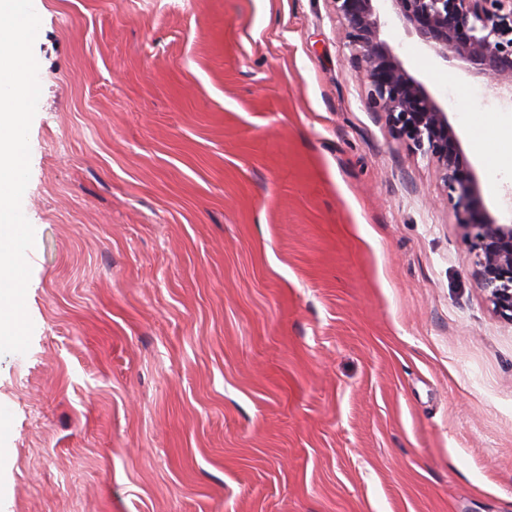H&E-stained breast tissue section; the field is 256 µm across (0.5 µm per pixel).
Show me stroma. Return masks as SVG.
I'll use <instances>...</instances> for the list:
<instances>
[{
  "label": "stroma",
  "mask_w": 512,
  "mask_h": 512,
  "mask_svg": "<svg viewBox=\"0 0 512 512\" xmlns=\"http://www.w3.org/2000/svg\"><path fill=\"white\" fill-rule=\"evenodd\" d=\"M33 5L0 512H512V323L331 0ZM383 37L512 224V99Z\"/></svg>",
  "instance_id": "obj_1"
}]
</instances>
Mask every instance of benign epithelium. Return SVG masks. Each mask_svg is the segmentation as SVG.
Returning <instances> with one entry per match:
<instances>
[{"label":"benign epithelium","mask_w":512,"mask_h":512,"mask_svg":"<svg viewBox=\"0 0 512 512\" xmlns=\"http://www.w3.org/2000/svg\"><path fill=\"white\" fill-rule=\"evenodd\" d=\"M331 2L344 25L348 62L366 81L368 108L434 164L448 198L456 200L479 285L493 310L512 322V224H499L483 212L479 187L457 146L448 112L381 38L387 26L382 0ZM388 2L435 57L459 62L486 78L489 88L512 96V0Z\"/></svg>","instance_id":"7a95c632"}]
</instances>
